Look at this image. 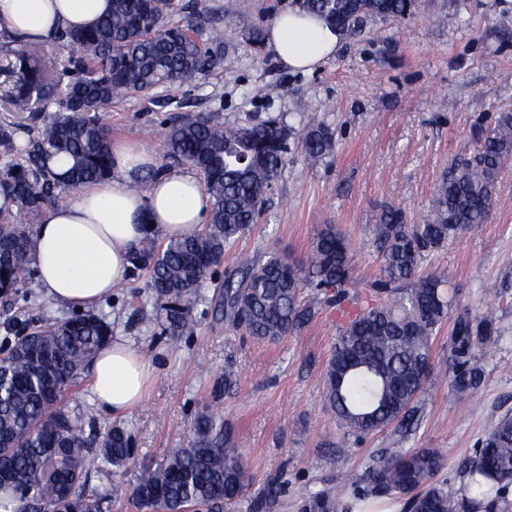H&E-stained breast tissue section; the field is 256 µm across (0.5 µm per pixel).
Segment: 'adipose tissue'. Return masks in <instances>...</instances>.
Masks as SVG:
<instances>
[{
	"label": "adipose tissue",
	"instance_id": "ef3b65f1",
	"mask_svg": "<svg viewBox=\"0 0 512 512\" xmlns=\"http://www.w3.org/2000/svg\"><path fill=\"white\" fill-rule=\"evenodd\" d=\"M107 8L108 0H0V32L34 42L89 27ZM267 41L288 68L310 71L335 55L341 36L324 17L294 6L274 17ZM157 166L148 148L113 145L108 178L78 187L68 201L44 211L29 260L50 299L92 308L126 281L132 245L150 235L170 240L201 229L208 199L196 173ZM153 169L158 175L150 192L135 193V180ZM91 369L98 408L115 416L139 404L152 374L145 355L120 337L97 352Z\"/></svg>",
	"mask_w": 512,
	"mask_h": 512
}]
</instances>
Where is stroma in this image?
Here are the masks:
<instances>
[{
	"instance_id": "stroma-1",
	"label": "stroma",
	"mask_w": 512,
	"mask_h": 512,
	"mask_svg": "<svg viewBox=\"0 0 512 512\" xmlns=\"http://www.w3.org/2000/svg\"><path fill=\"white\" fill-rule=\"evenodd\" d=\"M196 2L222 33L223 66L193 85L116 99L108 116L113 141L147 145L159 167H174L163 147L168 111L157 104L169 95L187 110L225 123L281 115L299 130L321 122L333 134L332 149L311 166L299 139H291L260 224L226 251L222 273L193 306L194 335L173 341L145 328L143 315L154 313L158 303L149 298L142 272L99 304L113 335L139 347L154 372L142 402L117 421L95 404L89 374L66 393L68 411L90 412L100 426L119 422L132 440L128 469L92 470L87 487L114 486L110 512H138L130 489L140 468L189 447L195 417L211 412L230 429L254 476L249 495L277 474L286 484L280 512H296L307 490L325 485L346 500L387 435L340 439L324 406L322 377L340 317L335 308L320 305L298 331L274 342L253 339L224 320L223 272L235 266L241 252L274 251L294 262L305 260L317 228L333 224L353 250L352 290L363 292L382 262L372 227L383 206L403 208L409 223H433L441 179L472 154L479 128L512 110V0H418L404 19L367 20L359 40L342 39L336 55L310 73L288 69L267 44L271 18L295 0H249L243 11L238 0ZM269 85L279 88L271 100L265 96ZM498 193L504 203L489 222L448 241L422 264L423 270L447 275L454 301L433 339L434 371L407 445L442 451L446 462L436 480L452 492L463 485L462 463L498 417L512 412V164L500 173ZM462 311L494 313L500 338L489 352L473 345L484 381L458 399L444 366ZM71 314L46 296L30 270L18 295L0 297V323L12 316L45 323ZM228 371L235 381L229 390Z\"/></svg>"
}]
</instances>
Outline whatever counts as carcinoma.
I'll return each mask as SVG.
<instances>
[{
	"instance_id": "carcinoma-1",
	"label": "carcinoma",
	"mask_w": 512,
	"mask_h": 512,
	"mask_svg": "<svg viewBox=\"0 0 512 512\" xmlns=\"http://www.w3.org/2000/svg\"><path fill=\"white\" fill-rule=\"evenodd\" d=\"M91 27L60 30L16 48L0 45V62L11 73L0 88V292L15 291L29 265L33 227L66 190L102 180L112 169V133L106 113L128 94L149 95L179 87L224 64L222 43L206 37L193 15L184 24L167 21L168 0H111ZM324 16L350 39L362 35L367 18L400 19L415 0H297ZM60 51L47 56L45 45ZM293 129L278 117H250L226 125L213 117L182 113L167 118L168 155L199 173L210 202L201 231L158 244L151 238L130 249V272L146 271L152 295L165 301L147 329L177 339L197 326L192 305L224 259L226 249L263 214L289 153ZM307 162H321L332 148L324 125L302 132ZM512 161V112L499 113L462 161L436 188L433 224H410L403 209L388 205L376 217L374 235L382 252L370 296L350 295L352 251L333 224L321 225L304 263L275 254L242 256L224 276V319L259 340L276 341L315 315L299 301L306 288L317 300L355 309L341 326L323 375L326 407L343 436L391 429L355 482L357 499L404 500V512H512L505 494L512 485V415L497 419L481 448L462 471L463 493L433 481L444 463L436 448L406 449L421 411L420 395L433 373L436 329L452 306L443 276L420 273L426 255L462 232L487 221L497 205L502 166ZM18 213L24 224H12ZM6 276H1V273ZM0 347V507L10 497L26 512H104L114 488L88 492L89 456L120 469L131 458V438L119 426L97 433L94 417L65 409V392L95 352L112 336V323L93 313L34 325L12 321ZM494 315L459 314L448 353L452 393L465 397L478 386L482 369L471 355L474 342L493 350ZM251 476L223 420L197 418L188 448H178L156 467L140 470L132 499L152 512H223L243 497ZM285 490L275 478L249 500L248 512H277ZM297 512H341L336 492L324 487L304 494Z\"/></svg>"
}]
</instances>
